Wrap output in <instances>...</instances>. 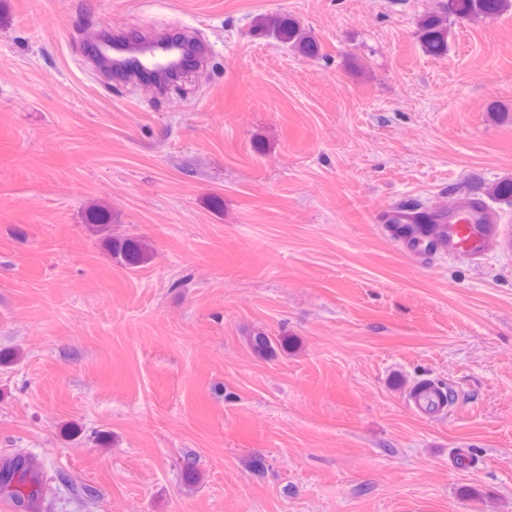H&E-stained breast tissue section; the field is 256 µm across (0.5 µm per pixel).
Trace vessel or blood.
Returning a JSON list of instances; mask_svg holds the SVG:
<instances>
[{
    "label": "vessel or blood",
    "mask_w": 512,
    "mask_h": 512,
    "mask_svg": "<svg viewBox=\"0 0 512 512\" xmlns=\"http://www.w3.org/2000/svg\"><path fill=\"white\" fill-rule=\"evenodd\" d=\"M434 232L443 252L483 258L495 252H512V233L501 224L498 214L472 194H458L444 209L441 225Z\"/></svg>",
    "instance_id": "b4317fda"
}]
</instances>
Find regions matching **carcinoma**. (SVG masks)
I'll use <instances>...</instances> for the list:
<instances>
[{"label":"carcinoma","instance_id":"carcinoma-1","mask_svg":"<svg viewBox=\"0 0 512 512\" xmlns=\"http://www.w3.org/2000/svg\"><path fill=\"white\" fill-rule=\"evenodd\" d=\"M511 8L512 0H442L441 11L425 14L418 19L416 37L427 53L445 55L448 53L449 18L488 19L500 16ZM255 30L272 36L281 43L292 45L307 57H315L320 53L317 41L292 18L260 16L255 20ZM488 197L512 203V180L495 184L488 191ZM431 222L432 215L423 211L419 223L391 224L388 229L396 239L417 241L419 236L429 232ZM118 254L125 264L134 266L143 259L144 249L139 242L125 241L118 247ZM247 343L251 351L263 359L273 358L277 352L288 350V337L272 338L261 331L250 333ZM244 467L257 478L263 477L268 470L266 460L259 455L248 456L244 460ZM33 468V459L21 453L0 462V491L12 488L10 495L22 512H30L34 507L33 497L25 494V475ZM181 478L187 486L198 482L195 460L189 454L183 458Z\"/></svg>","mask_w":512,"mask_h":512}]
</instances>
